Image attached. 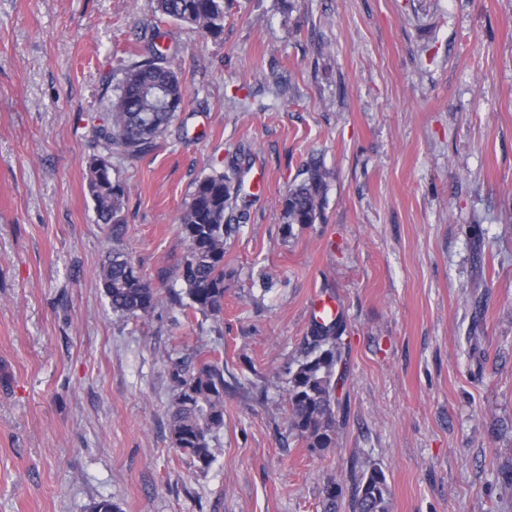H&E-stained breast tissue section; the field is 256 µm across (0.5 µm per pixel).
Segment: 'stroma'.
Here are the masks:
<instances>
[{
	"mask_svg": "<svg viewBox=\"0 0 512 512\" xmlns=\"http://www.w3.org/2000/svg\"><path fill=\"white\" fill-rule=\"evenodd\" d=\"M177 47L185 110L137 158L120 238L85 161L144 34ZM223 162L239 191L224 320L174 302L179 216ZM320 222L283 231L311 162ZM128 252L149 320L98 279ZM345 325L335 443L290 428L315 294ZM224 368L198 470L173 448L169 353ZM388 512H512V0H226L205 37L155 0H0V512H323L352 465Z\"/></svg>",
	"mask_w": 512,
	"mask_h": 512,
	"instance_id": "obj_1",
	"label": "stroma"
}]
</instances>
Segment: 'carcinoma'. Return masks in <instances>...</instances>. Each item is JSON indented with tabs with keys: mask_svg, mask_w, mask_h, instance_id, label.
<instances>
[{
	"mask_svg": "<svg viewBox=\"0 0 512 512\" xmlns=\"http://www.w3.org/2000/svg\"><path fill=\"white\" fill-rule=\"evenodd\" d=\"M156 12L202 35L217 38L224 30L225 0H155ZM155 32L131 61L115 101L93 137L102 154L86 159L87 190L98 221L112 225V236L123 233L128 188L112 177L114 155L128 158L149 153L157 138L177 114L184 111L187 91L171 60L177 51L158 45ZM327 172L311 163L306 177L288 189L283 199L284 230L293 235L296 225L315 224L322 217ZM232 186L217 169L196 181L190 201L179 218L187 251L179 270L182 294L188 307L218 323L224 314V241L234 231L231 217ZM98 278L112 311L147 318L157 305L156 293L140 270L119 249L100 266ZM342 359L340 325L334 320L316 323L307 351L295 368L288 369L287 400L291 429L308 448H329L336 434V368ZM177 392L171 405L170 433L176 449L199 470L210 467L212 435L224 427V368L195 350L168 356ZM387 482L383 471L371 466L352 476V512H386Z\"/></svg>",
	"mask_w": 512,
	"mask_h": 512,
	"instance_id": "1",
	"label": "carcinoma"
}]
</instances>
